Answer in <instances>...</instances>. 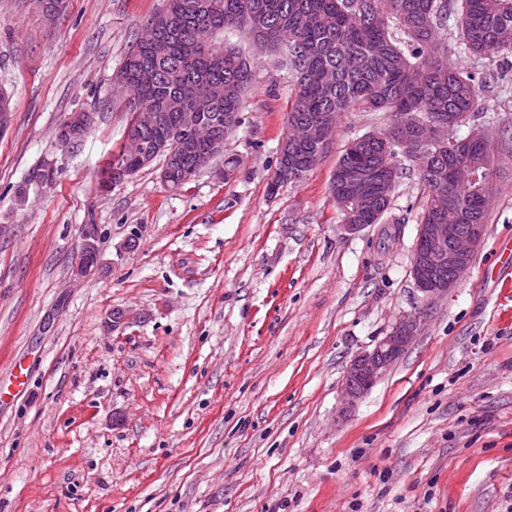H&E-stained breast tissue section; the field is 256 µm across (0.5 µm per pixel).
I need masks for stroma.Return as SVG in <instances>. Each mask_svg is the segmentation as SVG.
Segmentation results:
<instances>
[{
  "label": "stroma",
  "instance_id": "stroma-1",
  "mask_svg": "<svg viewBox=\"0 0 512 512\" xmlns=\"http://www.w3.org/2000/svg\"><path fill=\"white\" fill-rule=\"evenodd\" d=\"M162 6L68 0L50 22L32 0H0L14 107L0 130V380L16 361L27 374L0 392V512H512V290L494 278L512 153L470 268L340 415L353 356L420 303L424 184L404 167L384 224L342 230L336 162L390 124L357 110L301 181L270 191L295 71L266 52L223 155L178 190L156 162L101 193L130 119L112 75ZM448 60L497 75L477 123L512 121V61ZM74 112L93 124L70 144L58 133ZM43 163L51 183L18 198ZM89 222L105 270L77 278ZM116 309L131 318L114 327Z\"/></svg>",
  "mask_w": 512,
  "mask_h": 512
}]
</instances>
